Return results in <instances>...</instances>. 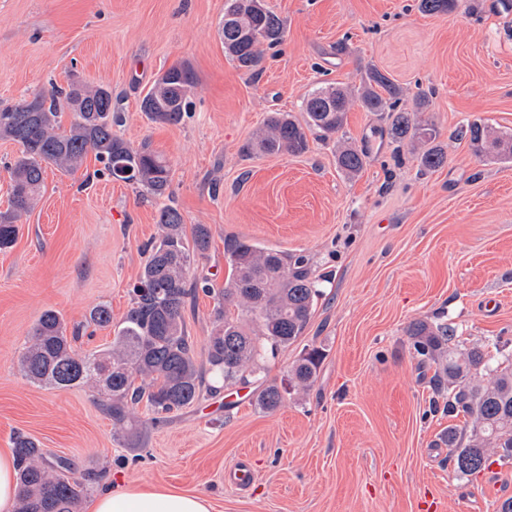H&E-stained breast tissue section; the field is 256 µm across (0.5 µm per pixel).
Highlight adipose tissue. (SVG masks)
<instances>
[{"label":"adipose tissue","instance_id":"1","mask_svg":"<svg viewBox=\"0 0 512 512\" xmlns=\"http://www.w3.org/2000/svg\"><path fill=\"white\" fill-rule=\"evenodd\" d=\"M91 512H211V505L196 493L117 485L98 492Z\"/></svg>","mask_w":512,"mask_h":512}]
</instances>
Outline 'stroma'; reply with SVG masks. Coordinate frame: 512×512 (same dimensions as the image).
Wrapping results in <instances>:
<instances>
[{
    "instance_id": "1",
    "label": "stroma",
    "mask_w": 512,
    "mask_h": 512,
    "mask_svg": "<svg viewBox=\"0 0 512 512\" xmlns=\"http://www.w3.org/2000/svg\"><path fill=\"white\" fill-rule=\"evenodd\" d=\"M265 2L285 36L254 75L224 52V0H0V105L75 77L108 85L123 117L117 134L169 160L186 228L209 227L198 271L214 286L228 276V235L307 255L330 273L304 335L266 361L268 379L281 382L319 348L314 382L272 413L258 407L256 384L204 394L132 450L93 384L23 375L19 355L44 310L83 328L106 303L122 320L158 235V204L97 176L90 154L73 174L46 167L37 206L0 251V448L22 433L69 461L87 486L80 512L104 481L198 493L214 512H423L430 499L438 512H497L512 497V460L455 474L440 440L450 420L431 406L406 329L448 323L460 347L512 354V163L457 135L475 118L512 132V0H470L469 12L445 15L421 13L417 0ZM175 64L195 75L191 109L179 124L151 123L140 100ZM370 68L402 88L401 109L436 127L442 166L421 171L385 113L358 104L343 134L310 139L304 154L242 153L270 113L299 115L313 89L357 87ZM343 143L367 155L356 176L336 167ZM113 338L83 328L76 347L91 353ZM243 460L254 471L246 490L225 479Z\"/></svg>"
}]
</instances>
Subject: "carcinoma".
Masks as SVG:
<instances>
[{"mask_svg": "<svg viewBox=\"0 0 512 512\" xmlns=\"http://www.w3.org/2000/svg\"><path fill=\"white\" fill-rule=\"evenodd\" d=\"M468 10V0H419L421 12L446 14ZM284 35L282 20L257 0H225L220 36L224 51L236 67L256 69L264 52L277 46ZM194 78L190 70L175 65L160 74L141 98L140 111L153 123L176 125L189 105ZM358 100L370 112H386L391 136L422 147L420 165L435 169L445 155L432 146L435 126L398 109L401 88L377 69L366 74L357 89ZM352 92L343 87H318L304 98V121L288 112H273L265 129L247 142L249 156L302 154L308 149L307 133L327 140L345 125ZM74 112L69 129H61V109ZM121 115L112 111V91L90 88L82 82L56 85L29 100L0 106V138L20 146L10 164L11 210L0 214V249L15 241L17 222L33 210L40 195L45 167L76 172L88 153L103 164L102 173L131 184L154 199L166 196L170 166L146 142L135 148L112 131ZM458 136L479 153L495 152L512 161V134L495 133L479 119L462 125ZM363 150L343 146L336 151V166L347 174L359 173ZM158 237L148 248L131 307L115 325L112 344L100 351L80 354L74 347L79 330L67 334L63 317L55 310L37 319L30 345L19 364L34 384L72 387L92 380L99 383L98 405L111 420L113 435L126 447H141L148 425L163 415L196 402L203 395L204 375L222 387L257 383L263 389L258 406L277 409L284 393L307 389L316 377L322 351L312 348L296 362L288 385L265 379L264 359L303 336L315 303L324 295L329 279L313 269L303 254H288L230 236L224 239V259L229 275L224 287L214 288L206 276L192 272L197 258L210 244V229L197 224L186 233L181 213L172 205L159 210ZM211 295L213 332L199 359L194 337L188 334L184 312L198 292ZM87 323L112 326V310L101 303L89 311ZM424 366L434 369L436 392L448 393V416L464 418L442 436L450 448L454 472L471 476L485 470L492 457L512 459V362L491 358L482 344L459 349L454 329L423 320L407 329ZM153 413L146 420L140 405ZM18 471L17 512H76L86 487L70 481V464L49 461L29 437L15 440Z\"/></svg>", "mask_w": 512, "mask_h": 512, "instance_id": "obj_1", "label": "carcinoma"}]
</instances>
